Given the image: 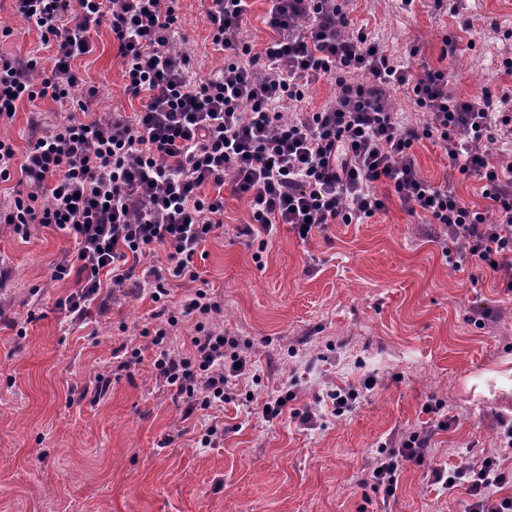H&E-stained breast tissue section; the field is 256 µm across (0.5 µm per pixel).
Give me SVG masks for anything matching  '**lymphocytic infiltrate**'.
I'll list each match as a JSON object with an SVG mask.
<instances>
[{
    "label": "lymphocytic infiltrate",
    "instance_id": "f902f5d3",
    "mask_svg": "<svg viewBox=\"0 0 512 512\" xmlns=\"http://www.w3.org/2000/svg\"><path fill=\"white\" fill-rule=\"evenodd\" d=\"M13 2L52 48V67L0 53V125L25 100L48 97L70 103L71 112L57 124L33 113L24 156L12 137L0 136V183L17 171L27 186L0 204V227L24 240L38 225L73 239L74 257L51 273L74 281L56 303L72 323L124 289L147 290L156 305L148 331L155 378L187 413L234 401L231 380L248 365L243 354L225 355L224 332L213 323L220 306L206 290L167 303L174 285L198 280L193 260L224 230L225 194L247 203L246 235L268 237L286 224L302 240L330 224L365 223L398 198L435 225L455 270L482 267L512 293V162L486 148L512 115L492 94L449 92L447 69L394 62L364 29L352 28L348 0H266L273 37L259 55L242 37L250 0H207L206 24L224 65L202 77L175 45L180 0ZM104 23L139 111H93L96 90L74 68ZM322 78L335 79L334 99L295 111ZM396 88L409 94L421 123L405 124L393 111ZM423 139L443 148L450 171L475 177L481 203L422 176L413 146ZM187 318L195 322L190 347L173 349L168 338ZM430 437L412 431L379 445L363 485L394 498L406 464L429 456ZM426 478L444 490L464 488L463 512H512V496L502 493L512 469L499 455L434 467Z\"/></svg>",
    "mask_w": 512,
    "mask_h": 512
}]
</instances>
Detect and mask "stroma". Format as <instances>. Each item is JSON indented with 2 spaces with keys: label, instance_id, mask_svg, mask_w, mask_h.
Instances as JSON below:
<instances>
[{
  "label": "stroma",
  "instance_id": "stroma-1",
  "mask_svg": "<svg viewBox=\"0 0 512 512\" xmlns=\"http://www.w3.org/2000/svg\"><path fill=\"white\" fill-rule=\"evenodd\" d=\"M348 13L395 62L447 67L450 92L505 97L512 113V0H350ZM0 24L13 30L0 52L49 57L11 0H0ZM92 37L77 67L97 89L94 108L138 111L108 28ZM449 37L461 45L454 58L442 55ZM177 43L196 75L224 62L199 0H183ZM66 111L48 97L21 102L5 133L24 153L31 113L54 123ZM413 151L427 180L479 202L476 179L449 174L440 146L422 140ZM248 220L246 203L225 196L224 232L194 262L221 306L218 327L250 360L237 387L254 400L189 418L153 377L147 292L117 294L106 313L70 324L56 302L72 284L51 270L73 240L41 226L26 240L0 229V512H461L462 492L431 486L425 466L407 465L387 504L360 480L380 443L428 421L432 400L453 422L433 432L426 466L498 452V421L512 420V294L482 267L453 271L433 227L396 199L367 223L330 224L305 240L280 227L263 251L238 231ZM478 309L489 314L481 324ZM126 346L141 348L142 361L122 371ZM288 388L293 401L265 420L258 401ZM344 388L359 396L338 416L330 393ZM214 422L223 439L201 447Z\"/></svg>",
  "mask_w": 512,
  "mask_h": 512
}]
</instances>
